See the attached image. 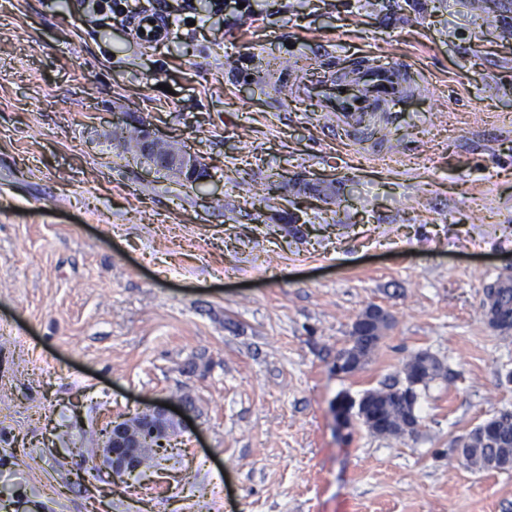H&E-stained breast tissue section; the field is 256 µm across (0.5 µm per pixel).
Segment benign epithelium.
Here are the masks:
<instances>
[{"mask_svg":"<svg viewBox=\"0 0 512 512\" xmlns=\"http://www.w3.org/2000/svg\"><path fill=\"white\" fill-rule=\"evenodd\" d=\"M139 151L144 159L157 168L171 169L184 176L196 185L204 183L209 173L203 170L196 156L187 151H173L163 139L152 135L148 130L143 131ZM385 317L382 310L373 307L362 313L353 326V342L368 351L379 342V326ZM434 357L428 352H421L410 359V364L404 368L402 391L405 397L414 402L418 400V389L429 378ZM372 395L363 397L358 404L342 401L338 405V413L344 423H350L352 410H357L363 424L374 433L386 436H404L413 433L419 426V420L412 415L402 427L384 423L380 418L369 414L367 407ZM187 407H181V413L166 408L160 404L150 405L135 414L139 423L149 427L151 435L143 438L129 431L122 421L110 422L99 442V459L112 469V474L122 479L139 470L138 459L144 453L156 451L166 445L171 434L184 427L183 415Z\"/></svg>","mask_w":512,"mask_h":512,"instance_id":"1","label":"benign epithelium"}]
</instances>
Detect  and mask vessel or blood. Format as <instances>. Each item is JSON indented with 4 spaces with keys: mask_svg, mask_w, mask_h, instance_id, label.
I'll return each mask as SVG.
<instances>
[{
    "mask_svg": "<svg viewBox=\"0 0 512 512\" xmlns=\"http://www.w3.org/2000/svg\"><path fill=\"white\" fill-rule=\"evenodd\" d=\"M133 32L144 45L154 44L170 32L168 22L155 10L145 9L133 20ZM407 66L395 58L376 62L366 58L356 66L355 78H348L333 67L321 70L316 79H298L294 71L280 72L281 86L293 101H316L328 119L325 131L335 134L371 122L376 113L405 101L412 93L406 76Z\"/></svg>",
    "mask_w": 512,
    "mask_h": 512,
    "instance_id": "1",
    "label": "vessel or blood"
}]
</instances>
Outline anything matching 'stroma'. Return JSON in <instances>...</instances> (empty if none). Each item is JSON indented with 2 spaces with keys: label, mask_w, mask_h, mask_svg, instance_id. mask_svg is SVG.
Masks as SVG:
<instances>
[{
  "label": "stroma",
  "mask_w": 512,
  "mask_h": 512,
  "mask_svg": "<svg viewBox=\"0 0 512 512\" xmlns=\"http://www.w3.org/2000/svg\"><path fill=\"white\" fill-rule=\"evenodd\" d=\"M149 2L177 35L146 47L81 0H0V512H512V471L460 452L512 412V329L486 316L512 272V12ZM325 47L429 91L324 136L261 75ZM139 125L207 185L134 158L116 133ZM370 307L389 329L336 374ZM421 351L443 371L413 435L338 425ZM183 395L156 467H100L108 422Z\"/></svg>",
  "instance_id": "35a3bbf8"
}]
</instances>
